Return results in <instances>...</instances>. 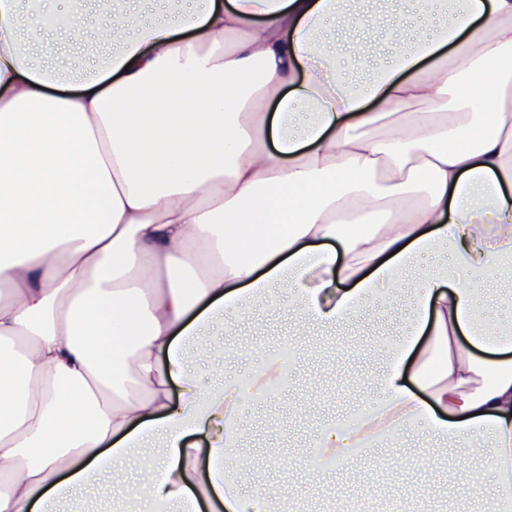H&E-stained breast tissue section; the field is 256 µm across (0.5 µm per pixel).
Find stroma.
<instances>
[{"label":"stroma","mask_w":512,"mask_h":512,"mask_svg":"<svg viewBox=\"0 0 512 512\" xmlns=\"http://www.w3.org/2000/svg\"><path fill=\"white\" fill-rule=\"evenodd\" d=\"M428 9L426 0H390L377 20L379 52L372 65L382 66L396 51L411 46ZM107 17L101 4H93L84 17L87 37L78 46L32 32L35 57L62 71L87 68L104 55L93 33ZM418 286L416 273H409L407 293L383 307L381 315L348 330L321 331L312 347L297 349L285 392L241 406V440L226 456V467L248 465L279 495L294 501V512H486L489 500L497 495L492 474L482 471L477 488L460 482L456 470L468 463L462 451L416 432L400 438L394 451L397 460H390L392 451L383 446L367 455V462L375 466L370 481H363L357 468H339L323 476L306 473L317 431L378 399L373 374L384 353L382 343L406 323ZM299 317L298 306L285 297L277 312L257 310L251 326L237 313L227 312L223 323L193 348L191 357L200 370L217 362L223 365L225 378H252L264 348L292 339ZM269 448L280 449L281 464L266 458ZM62 507L64 512H138L120 485L107 494L97 489L77 492Z\"/></svg>","instance_id":"1"}]
</instances>
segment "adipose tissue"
Returning a JSON list of instances; mask_svg holds the SVG:
<instances>
[{
  "label": "adipose tissue",
  "instance_id": "adipose-tissue-1",
  "mask_svg": "<svg viewBox=\"0 0 512 512\" xmlns=\"http://www.w3.org/2000/svg\"><path fill=\"white\" fill-rule=\"evenodd\" d=\"M20 2L0 0V512H55L152 442L150 512L201 496L285 512L224 465L281 350L212 387L188 342L284 294L312 327L348 325L426 254L367 428L323 426L309 467L416 429L511 500L512 328L476 288L512 263V0H448L357 90L320 39L354 24L347 56L373 58L344 0H203L136 27L117 9L97 31L108 57L76 76L35 60ZM35 2L49 35L83 39L87 0ZM377 209L383 224L346 230Z\"/></svg>",
  "mask_w": 512,
  "mask_h": 512
}]
</instances>
